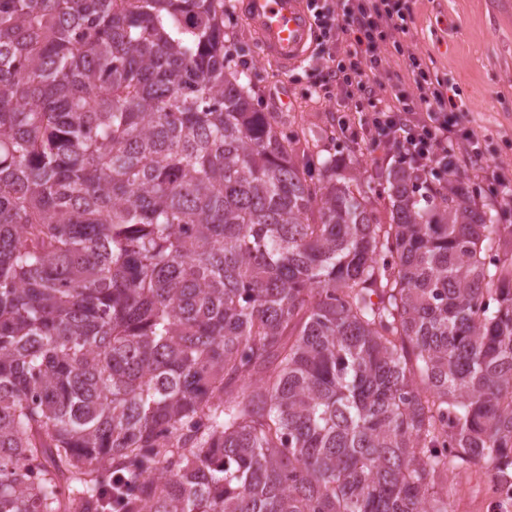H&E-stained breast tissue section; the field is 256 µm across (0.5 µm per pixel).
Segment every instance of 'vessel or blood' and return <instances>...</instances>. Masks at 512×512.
<instances>
[{"instance_id": "vessel-or-blood-1", "label": "vessel or blood", "mask_w": 512, "mask_h": 512, "mask_svg": "<svg viewBox=\"0 0 512 512\" xmlns=\"http://www.w3.org/2000/svg\"><path fill=\"white\" fill-rule=\"evenodd\" d=\"M239 8L264 55L281 69L308 56L314 34L305 0H240Z\"/></svg>"}]
</instances>
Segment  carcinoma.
Wrapping results in <instances>:
<instances>
[{
	"instance_id": "1",
	"label": "carcinoma",
	"mask_w": 512,
	"mask_h": 512,
	"mask_svg": "<svg viewBox=\"0 0 512 512\" xmlns=\"http://www.w3.org/2000/svg\"><path fill=\"white\" fill-rule=\"evenodd\" d=\"M226 40L224 0H0V512H448V464L512 470V226L402 162L381 222Z\"/></svg>"
}]
</instances>
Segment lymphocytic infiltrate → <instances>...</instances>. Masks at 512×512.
<instances>
[{"label":"lymphocytic infiltrate","instance_id":"lymphocytic-infiltrate-1","mask_svg":"<svg viewBox=\"0 0 512 512\" xmlns=\"http://www.w3.org/2000/svg\"><path fill=\"white\" fill-rule=\"evenodd\" d=\"M315 31L316 55L324 61L326 81L349 99L366 101L365 134L374 147L392 149L403 158L447 171L459 141H472L459 126L447 85L433 76L424 58L403 47L409 32L408 0H307ZM397 49L416 86L415 96L377 93L386 73V53Z\"/></svg>","mask_w":512,"mask_h":512}]
</instances>
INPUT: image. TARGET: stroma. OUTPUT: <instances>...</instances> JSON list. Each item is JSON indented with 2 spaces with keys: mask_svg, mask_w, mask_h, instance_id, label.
I'll return each mask as SVG.
<instances>
[{
  "mask_svg": "<svg viewBox=\"0 0 512 512\" xmlns=\"http://www.w3.org/2000/svg\"><path fill=\"white\" fill-rule=\"evenodd\" d=\"M226 2L232 7L224 16L225 30L234 35L230 52L251 78L258 111L272 113L281 131L308 143L311 150L335 156L339 168L368 175L395 164V156L353 136L362 115L354 104L342 102L337 89L321 91L325 71L320 60L281 71L263 57L238 9L239 0ZM409 4L412 35L404 43L447 83L462 127L473 132L488 164L484 170L464 165L458 174L497 223L512 225V200L497 193L492 177L496 167L512 171V0ZM457 477L464 491L449 492L450 512H485L489 465L470 464L458 469Z\"/></svg>",
  "mask_w": 512,
  "mask_h": 512,
  "instance_id": "stroma-1",
  "label": "stroma"
}]
</instances>
